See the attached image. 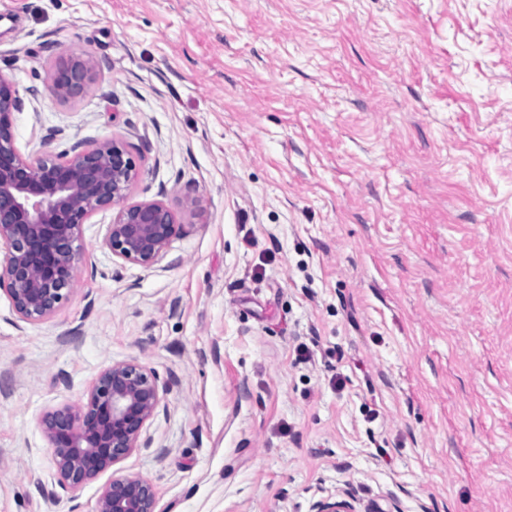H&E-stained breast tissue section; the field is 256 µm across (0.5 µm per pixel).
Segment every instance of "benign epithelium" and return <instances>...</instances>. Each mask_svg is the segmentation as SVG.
Wrapping results in <instances>:
<instances>
[{
    "label": "benign epithelium",
    "mask_w": 512,
    "mask_h": 512,
    "mask_svg": "<svg viewBox=\"0 0 512 512\" xmlns=\"http://www.w3.org/2000/svg\"><path fill=\"white\" fill-rule=\"evenodd\" d=\"M91 61L70 54L59 62L50 90L70 100L91 79ZM16 84L0 78V292L18 317L35 323L54 315L68 300L80 262L83 225L112 210L101 247L125 262L149 266L182 234L175 213L160 201L130 203L140 170L114 139L58 151L53 140L36 155L16 144ZM160 393L154 373L137 362L103 370L79 407L46 412L40 426L52 448L56 483L75 491L137 447L155 415ZM96 512H156L153 486L135 476L113 477ZM316 512H357L347 501H320Z\"/></svg>",
    "instance_id": "benign-epithelium-1"
}]
</instances>
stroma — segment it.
I'll return each mask as SVG.
<instances>
[{"instance_id":"stroma-1","label":"stroma","mask_w":512,"mask_h":512,"mask_svg":"<svg viewBox=\"0 0 512 512\" xmlns=\"http://www.w3.org/2000/svg\"><path fill=\"white\" fill-rule=\"evenodd\" d=\"M1 76L23 153L117 139L183 232L98 212L52 317L0 294V512H512V0H0ZM132 361L139 448L50 504L42 416ZM91 71V61L86 54H69L56 65L51 75L52 94L59 100L75 98L91 79ZM152 485L139 477H113L104 486L96 503V512H156Z\"/></svg>"}]
</instances>
